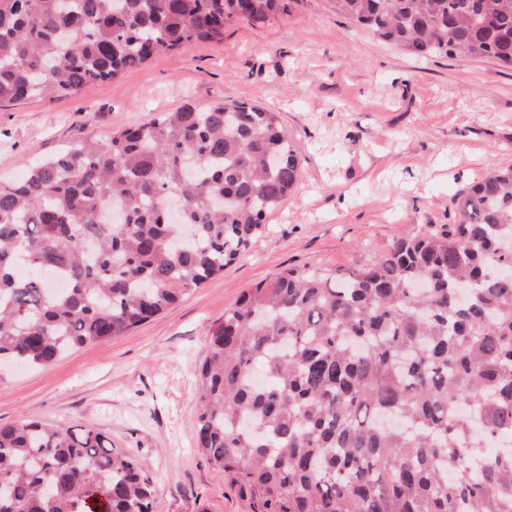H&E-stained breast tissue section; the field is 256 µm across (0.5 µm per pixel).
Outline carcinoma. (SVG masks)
Instances as JSON below:
<instances>
[{"label": "carcinoma", "mask_w": 512, "mask_h": 512, "mask_svg": "<svg viewBox=\"0 0 512 512\" xmlns=\"http://www.w3.org/2000/svg\"><path fill=\"white\" fill-rule=\"evenodd\" d=\"M242 0H0V103L224 41ZM417 57L512 71V0H337ZM253 20L287 12L251 0ZM275 112L183 107L0 182V366L122 336L234 261L298 178ZM185 204L174 220L168 197ZM121 221H108L107 203ZM458 222L344 272L290 269L210 329L195 445L252 512H512V166ZM48 264L63 284L37 274ZM95 429L0 425V512H152Z\"/></svg>", "instance_id": "obj_1"}]
</instances>
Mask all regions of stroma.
<instances>
[{
	"instance_id": "1",
	"label": "stroma",
	"mask_w": 512,
	"mask_h": 512,
	"mask_svg": "<svg viewBox=\"0 0 512 512\" xmlns=\"http://www.w3.org/2000/svg\"><path fill=\"white\" fill-rule=\"evenodd\" d=\"M276 112L299 179L224 271L127 335L83 345L0 384V423L93 428L134 454L153 512H250L195 447L196 373L209 331L287 269L367 265L396 238L456 221L451 196L512 166V72L490 60L419 59L357 28L335 0H288L236 20L220 43L169 51L71 95L0 106V179L86 138L186 104Z\"/></svg>"
}]
</instances>
